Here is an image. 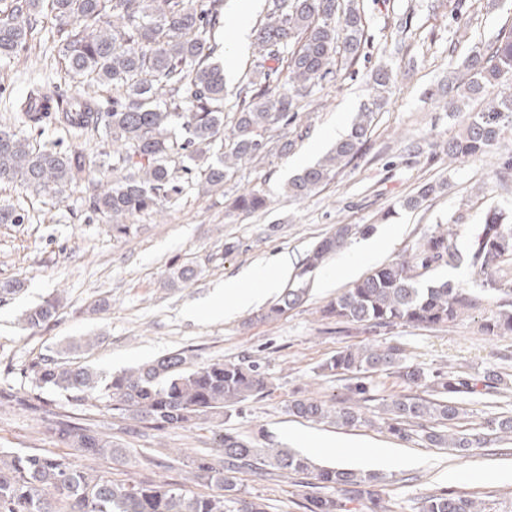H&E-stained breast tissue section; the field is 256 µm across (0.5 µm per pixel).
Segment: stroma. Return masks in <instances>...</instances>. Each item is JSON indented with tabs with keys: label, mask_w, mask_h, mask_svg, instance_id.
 Listing matches in <instances>:
<instances>
[{
	"label": "stroma",
	"mask_w": 512,
	"mask_h": 512,
	"mask_svg": "<svg viewBox=\"0 0 512 512\" xmlns=\"http://www.w3.org/2000/svg\"><path fill=\"white\" fill-rule=\"evenodd\" d=\"M241 14L240 0H227L224 51L219 60L230 83H237L252 59L250 28L265 16V0H252ZM366 18V42L353 64L338 62L329 81L316 86L298 104L289 125H277L274 150L266 157L238 165L224 185L204 191L199 172L181 175V194L165 202L159 213L135 218L129 237L116 239L105 218L92 207L94 176L85 172L62 193L38 196L12 183L0 184V204L25 214L21 224H0V281L17 279L22 288L0 300V391L20 397L29 391L27 368L48 355L56 343L80 336L101 337L85 361L103 374L117 373L165 354L186 350L196 364L221 358H250L263 366L266 395L250 399L225 426L265 448L292 447L296 434L317 433L336 443L386 448L400 465L377 470L376 488L391 512H421L429 494L458 491L472 496L482 512H512V438H496L490 425L495 412L512 415V334L489 337L482 324L511 298L482 295L479 304L450 327L387 328L323 318L321 310L374 266L408 256L416 243L438 224L459 216L453 225L458 249H466L480 230L485 211L496 206L512 213V183L502 184L498 158L512 157V131H505L496 154L449 163L436 143L458 137L468 113L482 101L447 108L449 76H463L462 62L500 29L512 26V0H356ZM249 29L237 34L239 18ZM43 20L36 39L17 57L0 61V127H9L18 99L33 87L59 94L75 91V82L59 65L60 44ZM391 67L396 82L380 110L359 156L336 178L301 200L283 190L300 173L298 158L316 163L349 129L368 100L369 77L376 67ZM34 144L80 149L96 157L112 146L99 135L74 136L50 125L33 133ZM292 142L288 153L279 145ZM427 182L443 183L441 193L421 207L403 208L404 199ZM262 187L269 202L251 214L229 211L244 190ZM340 224L352 227L344 248L306 280L309 292L301 306L266 322L261 307L228 317L193 318L190 310L223 294L224 282L246 270H267L272 259L288 254L301 267L312 247ZM389 239L374 261L361 263L352 276L337 277L357 243ZM189 263L198 271L191 283L167 287L173 263ZM60 297L56 321L23 329L22 314L51 297ZM399 345L408 363L427 372L449 369L467 377L499 375L497 395L466 396L459 425L479 438V447L461 457L424 439L406 442L387 433L382 405L406 394L394 371L379 370L365 384L375 399L363 404L367 422L345 427L289 415V401L317 398L330 403L349 399V383L322 376L318 367L349 346ZM48 407L64 404L60 393L47 390ZM47 407V409H48ZM47 409L21 410L0 404V449L28 452L48 448L44 439ZM70 416L86 418L126 448L125 464L94 460L101 474L117 480L182 479L190 462L209 455L213 434L206 424L162 431L137 429L104 407L73 406ZM333 448L316 451L319 465L353 468ZM244 497L262 500L267 512H307L316 490L309 480L284 479L243 471Z\"/></svg>",
	"instance_id": "1"
}]
</instances>
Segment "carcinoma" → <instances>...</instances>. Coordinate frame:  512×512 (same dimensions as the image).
<instances>
[{
	"label": "carcinoma",
	"instance_id": "cac0c4a2",
	"mask_svg": "<svg viewBox=\"0 0 512 512\" xmlns=\"http://www.w3.org/2000/svg\"><path fill=\"white\" fill-rule=\"evenodd\" d=\"M48 11L61 43V68L73 78H91L118 92L112 111L103 112L88 91L58 100L55 112H33L27 101L13 113L12 127L0 130V182L18 183L36 194H56L87 169L99 171L93 209L107 218L112 236L130 234L128 220L157 212L181 192L171 157L181 155L201 169L205 189L224 184L239 163L266 153L265 134L296 114L300 96L333 74L336 61H354L366 40V19L356 6L340 0H266L264 21L254 29L255 58L238 85L228 89L224 69L215 61L223 48L224 0H10L0 10V60L13 59L34 33L37 15ZM467 81L448 78V101L462 102L497 95L468 115L464 133L448 141V160L480 159L493 153L503 132L512 129V28L500 31L463 60ZM396 75L377 69L369 82V100L348 133L315 165L294 175L285 192L295 199L310 196L332 181L358 154ZM234 98L231 125H224L225 102ZM56 122L73 130L96 132L112 144V165L81 151L36 146L30 132ZM222 146L217 161L215 148ZM427 183L403 206L416 209L440 192ZM268 196L253 186L231 203L233 212L254 214L267 208ZM351 228L339 224L309 252L298 277L318 269L345 244ZM466 258L480 277L483 291L512 295V282L497 276L496 265L512 262V218L498 208L485 214L480 232L459 255L450 228L441 224L425 234L409 258L371 270L363 279L328 303L322 317L390 327L454 325L479 301L469 291L434 271ZM196 277L188 264L171 273L169 286ZM307 289L288 288L264 314L275 321L300 306ZM59 300L48 299L29 310L23 326L35 330L56 320ZM487 336L512 333V308L502 306L483 325ZM82 336L55 345L52 354L28 370L32 389L16 401L25 408L41 407V392L52 389L67 402L89 400L124 411L154 430L184 428L239 411L248 400L264 394L268 381L255 360H212L195 366L185 352L102 377L81 362L98 344ZM395 370L414 395L383 404L386 431L410 440L416 430L437 447L464 454L473 441L458 431L436 429L459 418L460 396L488 391L498 376L482 382L453 371L427 373L404 362L394 345L348 348L320 367L329 376H357L371 370ZM288 413L307 420H331L347 426L363 421L361 410L346 402L329 405L317 399L288 402ZM66 448L88 459L125 461L124 449L112 437L78 419L59 421L50 429ZM215 453L193 461L183 483L149 480L114 481L97 470L49 450L27 453L0 450V512H266L262 502L240 496L239 474L260 464L284 475H309L316 495L308 512H349L347 505L365 502L370 512H387L373 488L376 476L336 466H318L288 448H262L238 434L219 430ZM205 481L214 490L195 491ZM344 491V497L337 492ZM422 512H477L476 501L448 490L424 499Z\"/></svg>",
	"mask_w": 512,
	"mask_h": 512
}]
</instances>
